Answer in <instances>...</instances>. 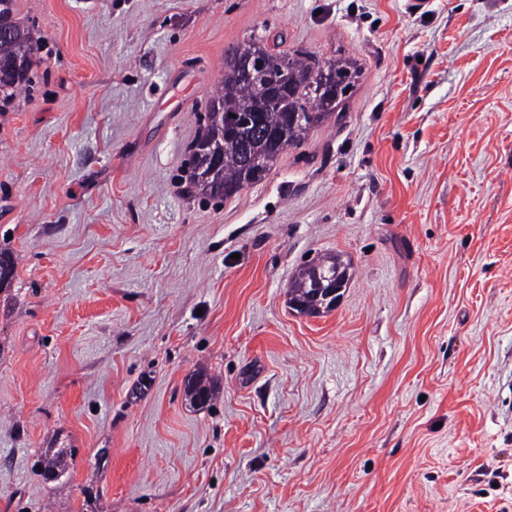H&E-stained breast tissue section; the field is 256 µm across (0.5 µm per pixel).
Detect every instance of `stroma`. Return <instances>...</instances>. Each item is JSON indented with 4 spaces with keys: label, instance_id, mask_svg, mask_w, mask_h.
<instances>
[{
    "label": "stroma",
    "instance_id": "stroma-1",
    "mask_svg": "<svg viewBox=\"0 0 512 512\" xmlns=\"http://www.w3.org/2000/svg\"><path fill=\"white\" fill-rule=\"evenodd\" d=\"M16 17L39 51L0 107V512H512V0ZM253 39L355 85L260 182L190 193ZM336 253L338 305L297 314L289 281ZM193 377L189 385V391L187 389V394L193 404L203 405L214 396V381L211 378L209 380L207 378V381L204 380V376L199 373L193 375ZM200 393H204L203 399L200 397Z\"/></svg>",
    "mask_w": 512,
    "mask_h": 512
}]
</instances>
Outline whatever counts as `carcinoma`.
<instances>
[{
  "mask_svg": "<svg viewBox=\"0 0 512 512\" xmlns=\"http://www.w3.org/2000/svg\"><path fill=\"white\" fill-rule=\"evenodd\" d=\"M4 12L10 34L0 37V61L18 65L16 71L0 79V93L9 100L19 90L28 86L33 57L38 46L29 30L14 17L15 0H7ZM254 49L253 42H246L233 49L226 59L224 79L217 97L213 98L208 112L199 119V133L190 149L188 160L189 181L196 191L206 198L224 200L237 194L246 186L261 181L279 155L290 148L299 147L308 133L338 111L345 96L333 93V83L341 81L345 87L354 86L356 70L347 60L332 61L321 65L305 54L266 53L267 66L281 73L285 90L274 102L267 100L264 88L243 80L237 55ZM257 112L264 128L279 133L275 144L268 146L253 128H238L240 115ZM301 112L304 119L293 124L289 114ZM224 131V161L218 168L202 166L199 151L212 144L216 134ZM338 255L313 259L302 265L288 283V302L307 304L303 313L317 315L326 311L323 305L310 300L322 275H331L346 269ZM194 404L203 405L214 396V381L194 375L187 391ZM43 471L52 476L65 473L63 458L58 453H47L38 461Z\"/></svg>",
  "mask_w": 512,
  "mask_h": 512,
  "instance_id": "obj_1",
  "label": "carcinoma"
}]
</instances>
